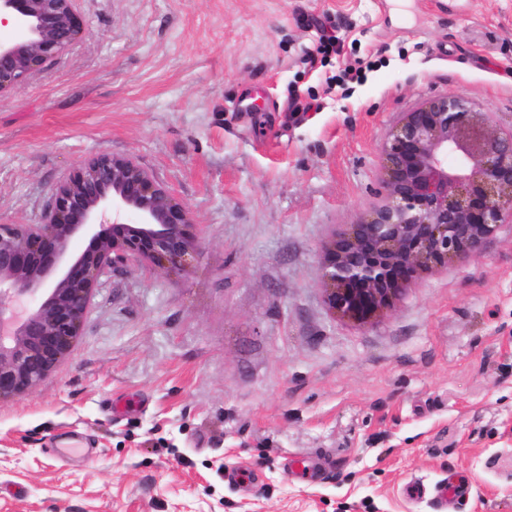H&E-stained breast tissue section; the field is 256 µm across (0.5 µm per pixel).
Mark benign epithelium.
<instances>
[{"label": "benign epithelium", "instance_id": "1", "mask_svg": "<svg viewBox=\"0 0 512 512\" xmlns=\"http://www.w3.org/2000/svg\"><path fill=\"white\" fill-rule=\"evenodd\" d=\"M74 0H0V98L75 42ZM386 201L325 247L330 308L369 323L420 272L479 252L512 215V132L458 95L407 113L383 145ZM111 209L136 224H102ZM188 209L131 161L99 155L55 188L41 224H0V399L35 389L71 351L117 259L183 269L199 251Z\"/></svg>", "mask_w": 512, "mask_h": 512}]
</instances>
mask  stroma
<instances>
[{
	"label": "stroma",
	"mask_w": 512,
	"mask_h": 512,
	"mask_svg": "<svg viewBox=\"0 0 512 512\" xmlns=\"http://www.w3.org/2000/svg\"><path fill=\"white\" fill-rule=\"evenodd\" d=\"M74 7L79 39L0 99V224L42 223L109 154L202 245L183 271L116 264L70 355L0 401V512H512V220L366 325L321 279L407 112L454 94L512 130V0ZM452 471L471 490L447 510L408 496Z\"/></svg>",
	"instance_id": "35a3bbf8"
}]
</instances>
